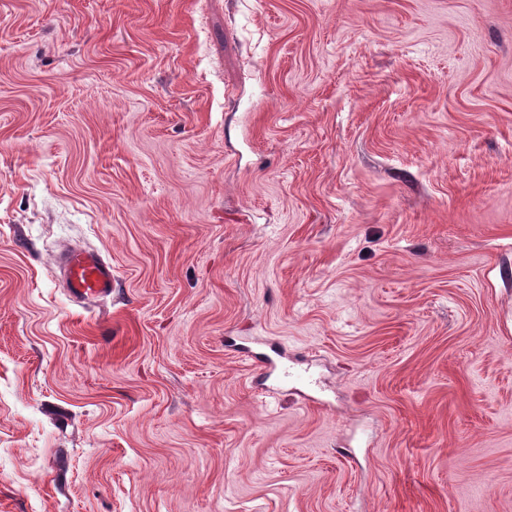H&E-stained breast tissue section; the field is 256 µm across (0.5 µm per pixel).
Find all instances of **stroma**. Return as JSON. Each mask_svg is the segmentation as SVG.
Returning a JSON list of instances; mask_svg holds the SVG:
<instances>
[{
    "label": "stroma",
    "instance_id": "stroma-1",
    "mask_svg": "<svg viewBox=\"0 0 512 512\" xmlns=\"http://www.w3.org/2000/svg\"><path fill=\"white\" fill-rule=\"evenodd\" d=\"M0 512H512V0H0ZM64 287L76 301L112 294V267L99 253L73 248L60 258Z\"/></svg>",
    "mask_w": 512,
    "mask_h": 512
}]
</instances>
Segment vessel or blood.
Listing matches in <instances>:
<instances>
[{
	"instance_id": "b4317fda",
	"label": "vessel or blood",
	"mask_w": 512,
	"mask_h": 512,
	"mask_svg": "<svg viewBox=\"0 0 512 512\" xmlns=\"http://www.w3.org/2000/svg\"><path fill=\"white\" fill-rule=\"evenodd\" d=\"M64 286L77 301L110 296L112 267L99 253L74 248L60 259Z\"/></svg>"
}]
</instances>
